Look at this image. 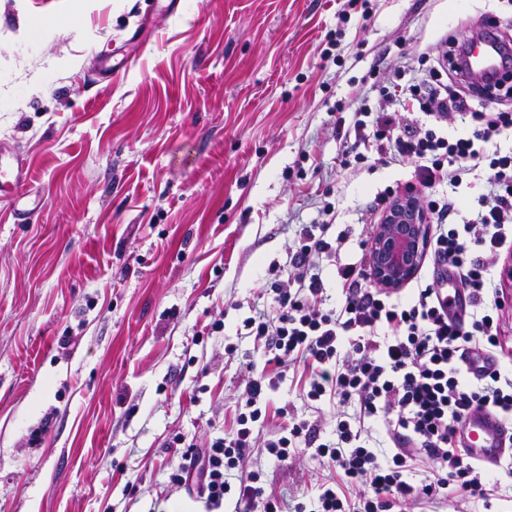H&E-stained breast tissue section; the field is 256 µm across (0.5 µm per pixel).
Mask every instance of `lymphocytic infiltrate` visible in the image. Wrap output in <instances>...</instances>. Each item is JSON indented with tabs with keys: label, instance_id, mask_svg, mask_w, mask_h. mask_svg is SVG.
I'll list each match as a JSON object with an SVG mask.
<instances>
[{
	"label": "lymphocytic infiltrate",
	"instance_id": "1",
	"mask_svg": "<svg viewBox=\"0 0 512 512\" xmlns=\"http://www.w3.org/2000/svg\"><path fill=\"white\" fill-rule=\"evenodd\" d=\"M458 70L457 63L442 61L418 81L395 73L402 81L397 94L402 110L433 118L435 127L421 132L396 113L374 114L365 107L352 116L366 149L356 163L370 152L389 163L413 164L420 183L432 189L426 210L435 231L427 245L436 275L418 282L402 301L373 284L365 262L337 264L343 300L325 308L323 273L337 253L327 239L334 205L325 203L322 223L300 225L286 263L268 268L275 317L243 322L249 335L263 342L267 370L249 380L230 431L203 448L184 445L179 436L171 443L182 463L170 473V484L204 499L207 512H221L229 500L247 512H278L259 473L240 472L246 453L255 448L280 461L307 451L338 469L340 483H321L317 495L294 512H392L409 500L433 499L452 489L487 498L486 473L471 461L457 427L466 414L483 408L512 421V375L497 364L504 350L505 299L488 261L512 248V149L498 145L512 132V113L499 110L497 91L473 82L451 89L446 76ZM451 115L469 119L467 135L452 139L442 132L440 122ZM477 170L487 174L490 190L478 199L470 219L457 222V203L440 188L458 187ZM287 267L294 271L289 288L282 280ZM448 267L471 299L467 319H449L440 300ZM296 366L308 373L304 399L338 401L334 438H322L315 421L284 408L275 437L265 436L269 393L284 369ZM378 420L396 449L388 463L369 444L366 424ZM416 459L434 464L431 477L418 484L409 476V463ZM349 487L356 489L355 499L346 496Z\"/></svg>",
	"mask_w": 512,
	"mask_h": 512
}]
</instances>
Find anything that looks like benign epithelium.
I'll use <instances>...</instances> for the list:
<instances>
[{
    "instance_id": "obj_1",
    "label": "benign epithelium",
    "mask_w": 512,
    "mask_h": 512,
    "mask_svg": "<svg viewBox=\"0 0 512 512\" xmlns=\"http://www.w3.org/2000/svg\"><path fill=\"white\" fill-rule=\"evenodd\" d=\"M423 208L415 195H400L383 215L371 241L373 278L393 290L411 278L421 257Z\"/></svg>"
}]
</instances>
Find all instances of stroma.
I'll return each instance as SVG.
<instances>
[{
    "label": "stroma",
    "instance_id": "stroma-1",
    "mask_svg": "<svg viewBox=\"0 0 512 512\" xmlns=\"http://www.w3.org/2000/svg\"><path fill=\"white\" fill-rule=\"evenodd\" d=\"M490 23L512 41V0H0V154L26 156L44 199L26 224L0 204V512H205L170 493L168 443L232 427L267 358L240 328L275 313L268 266L327 202L339 262L358 261L376 194L415 181L373 157L343 168L364 146L337 107L377 108L391 69L421 78L442 37ZM492 264L507 373L512 251ZM300 376L270 406L331 438L338 406L302 399ZM244 468L281 512L336 476L305 452ZM395 512H512V478Z\"/></svg>",
    "mask_w": 512,
    "mask_h": 512
}]
</instances>
